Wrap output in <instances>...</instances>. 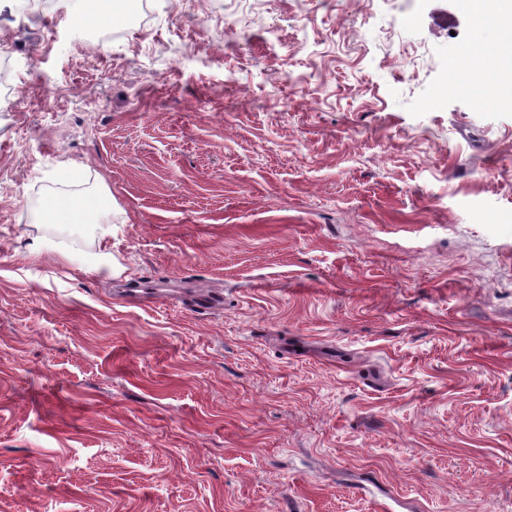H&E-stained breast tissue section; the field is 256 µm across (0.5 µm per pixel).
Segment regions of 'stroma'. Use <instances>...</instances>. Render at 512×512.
<instances>
[{"mask_svg":"<svg viewBox=\"0 0 512 512\" xmlns=\"http://www.w3.org/2000/svg\"><path fill=\"white\" fill-rule=\"evenodd\" d=\"M16 5L0 512H512V104L449 80L463 0ZM109 199L94 192L78 199L58 196L49 201L43 208L44 223L71 224L85 218H92L95 224L109 223Z\"/></svg>","mask_w":512,"mask_h":512,"instance_id":"obj_1","label":"stroma"}]
</instances>
